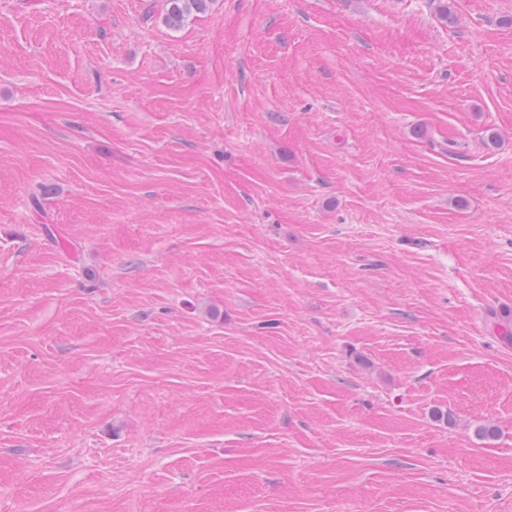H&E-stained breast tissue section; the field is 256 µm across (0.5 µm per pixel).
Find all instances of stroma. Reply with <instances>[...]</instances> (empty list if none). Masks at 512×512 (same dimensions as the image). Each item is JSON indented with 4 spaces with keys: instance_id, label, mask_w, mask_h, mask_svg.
<instances>
[{
    "instance_id": "1",
    "label": "stroma",
    "mask_w": 512,
    "mask_h": 512,
    "mask_svg": "<svg viewBox=\"0 0 512 512\" xmlns=\"http://www.w3.org/2000/svg\"><path fill=\"white\" fill-rule=\"evenodd\" d=\"M439 5L0 0V512H512V0ZM165 23L171 29H179L194 13L206 10L209 0H166Z\"/></svg>"
}]
</instances>
